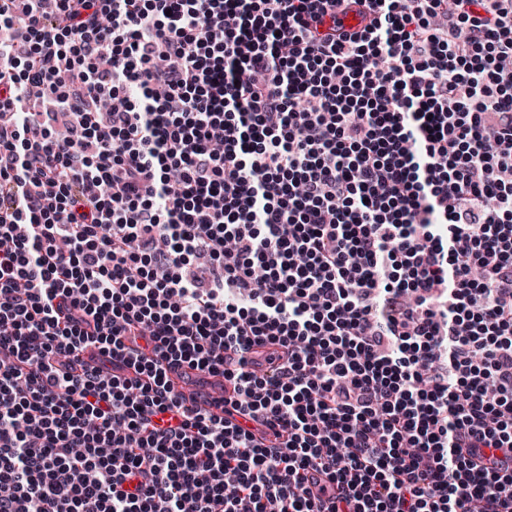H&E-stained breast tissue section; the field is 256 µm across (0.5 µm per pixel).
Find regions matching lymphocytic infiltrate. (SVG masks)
I'll list each match as a JSON object with an SVG mask.
<instances>
[{
	"mask_svg": "<svg viewBox=\"0 0 512 512\" xmlns=\"http://www.w3.org/2000/svg\"><path fill=\"white\" fill-rule=\"evenodd\" d=\"M0 512H512V0H0Z\"/></svg>",
	"mask_w": 512,
	"mask_h": 512,
	"instance_id": "f902f5d3",
	"label": "lymphocytic infiltrate"
}]
</instances>
